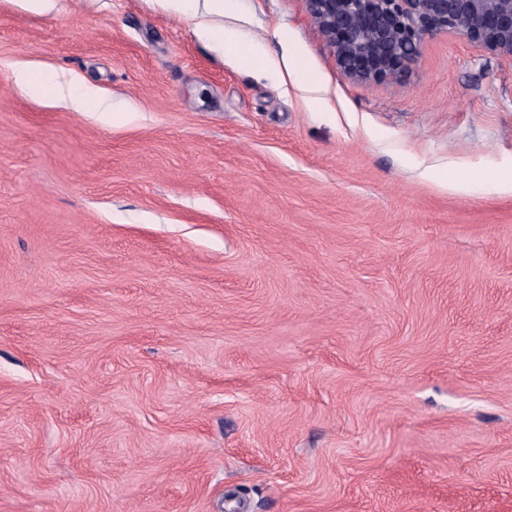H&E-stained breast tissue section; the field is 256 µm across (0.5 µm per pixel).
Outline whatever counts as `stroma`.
<instances>
[{"label": "stroma", "mask_w": 512, "mask_h": 512, "mask_svg": "<svg viewBox=\"0 0 512 512\" xmlns=\"http://www.w3.org/2000/svg\"><path fill=\"white\" fill-rule=\"evenodd\" d=\"M59 3L0 0V512H512V62L360 84L305 0H226L254 77ZM10 77L25 95L60 102L75 112H113V123H125L129 119L127 111L113 107L95 88L75 84L57 72L18 62L11 66Z\"/></svg>", "instance_id": "1"}]
</instances>
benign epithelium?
Masks as SVG:
<instances>
[{
  "label": "benign epithelium",
  "instance_id": "benign-epithelium-1",
  "mask_svg": "<svg viewBox=\"0 0 512 512\" xmlns=\"http://www.w3.org/2000/svg\"><path fill=\"white\" fill-rule=\"evenodd\" d=\"M339 68L359 83L400 81L442 33L512 61V0H305Z\"/></svg>",
  "mask_w": 512,
  "mask_h": 512
}]
</instances>
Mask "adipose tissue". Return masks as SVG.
<instances>
[{"mask_svg": "<svg viewBox=\"0 0 512 512\" xmlns=\"http://www.w3.org/2000/svg\"><path fill=\"white\" fill-rule=\"evenodd\" d=\"M164 7L187 18L194 36L207 47L215 51L245 49L253 68L265 65V53L258 43L242 44L233 33L225 31L219 24L224 14V0H162ZM10 77L14 85L25 95L50 102L64 104L75 112H108L113 122H127L125 110L113 108L98 91L88 85L76 84L62 75L28 64L15 63L10 68Z\"/></svg>", "mask_w": 512, "mask_h": 512, "instance_id": "1", "label": "adipose tissue"}]
</instances>
